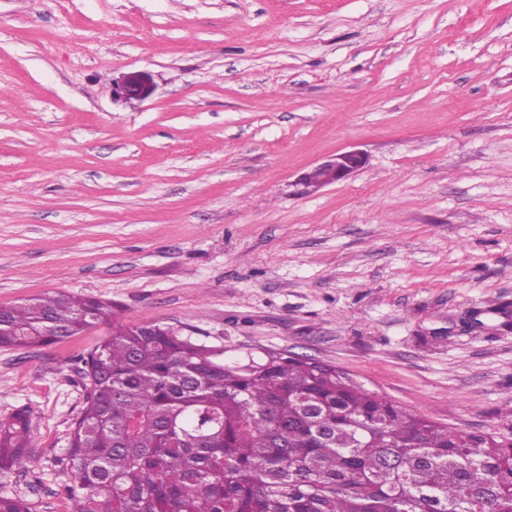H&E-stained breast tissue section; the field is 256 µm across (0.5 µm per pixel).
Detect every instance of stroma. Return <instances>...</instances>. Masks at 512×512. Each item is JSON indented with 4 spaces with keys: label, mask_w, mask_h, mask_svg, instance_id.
<instances>
[{
    "label": "stroma",
    "mask_w": 512,
    "mask_h": 512,
    "mask_svg": "<svg viewBox=\"0 0 512 512\" xmlns=\"http://www.w3.org/2000/svg\"><path fill=\"white\" fill-rule=\"evenodd\" d=\"M129 72L148 98L113 99ZM53 291L512 439V0H0V305ZM108 332L0 348L36 444L0 494L30 512H75ZM367 156L357 149L340 150L327 156L320 163L303 172L298 178V184L303 187L302 192L313 194L322 188L347 180L361 170L367 163ZM315 171L323 172L322 178L313 176Z\"/></svg>",
    "instance_id": "obj_1"
}]
</instances>
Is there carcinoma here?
I'll list each match as a JSON object with an SVG mask.
<instances>
[{"label":"carcinoma","mask_w":512,"mask_h":512,"mask_svg":"<svg viewBox=\"0 0 512 512\" xmlns=\"http://www.w3.org/2000/svg\"><path fill=\"white\" fill-rule=\"evenodd\" d=\"M100 324L64 458L75 512H512V440L458 435L306 356H233L65 292L0 307V347ZM33 448L27 410L0 422V470Z\"/></svg>","instance_id":"1"}]
</instances>
